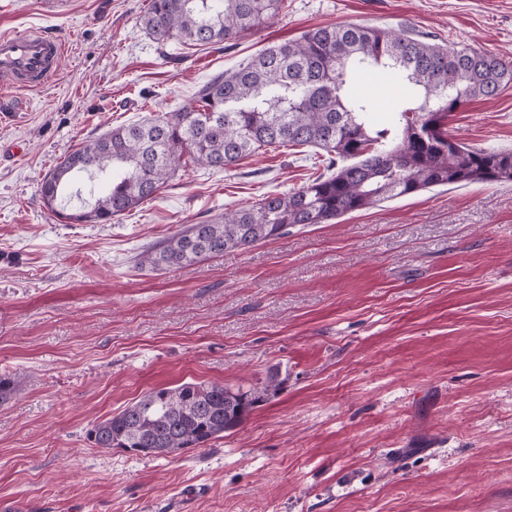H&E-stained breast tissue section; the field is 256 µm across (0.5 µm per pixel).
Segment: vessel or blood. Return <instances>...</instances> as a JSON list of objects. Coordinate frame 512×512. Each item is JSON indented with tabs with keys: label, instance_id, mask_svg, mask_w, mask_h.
I'll return each mask as SVG.
<instances>
[{
	"label": "vessel or blood",
	"instance_id": "vessel-or-blood-1",
	"mask_svg": "<svg viewBox=\"0 0 512 512\" xmlns=\"http://www.w3.org/2000/svg\"><path fill=\"white\" fill-rule=\"evenodd\" d=\"M64 41L31 31L0 35V85L36 90L51 83L59 73Z\"/></svg>",
	"mask_w": 512,
	"mask_h": 512
}]
</instances>
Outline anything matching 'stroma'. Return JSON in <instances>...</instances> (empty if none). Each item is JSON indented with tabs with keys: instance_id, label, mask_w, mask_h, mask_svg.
I'll use <instances>...</instances> for the list:
<instances>
[{
	"instance_id": "35a3bbf8",
	"label": "stroma",
	"mask_w": 512,
	"mask_h": 512,
	"mask_svg": "<svg viewBox=\"0 0 512 512\" xmlns=\"http://www.w3.org/2000/svg\"><path fill=\"white\" fill-rule=\"evenodd\" d=\"M149 0H0V33L64 37L58 77L0 122V505L8 512H512V183L397 198L192 265L135 257L324 172L279 148L180 169L109 224H66L45 174L120 124L308 30L409 28L512 63V0H285L237 44L161 46ZM512 150V83L448 118ZM279 392L206 448L105 451L97 422L185 382Z\"/></svg>"
}]
</instances>
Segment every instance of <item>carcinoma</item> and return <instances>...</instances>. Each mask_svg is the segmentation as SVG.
<instances>
[{"label": "carcinoma", "mask_w": 512, "mask_h": 512, "mask_svg": "<svg viewBox=\"0 0 512 512\" xmlns=\"http://www.w3.org/2000/svg\"><path fill=\"white\" fill-rule=\"evenodd\" d=\"M283 2L149 0L142 24L160 46L218 45L266 26ZM366 70L405 88L385 121L350 84L351 75ZM511 82V65L469 45L356 24L314 28L216 75L190 107L85 141L44 176L40 195L66 223L110 224L156 195L185 159L228 169L273 147L327 155V173L186 225L136 256L140 266L191 265L420 191L512 182V151L471 147L447 127L464 102L494 97ZM108 173L110 187L98 196L94 181ZM77 175L89 181L87 198L68 212L58 209ZM277 389L272 378L246 391L194 382L155 388L96 423L87 439L99 449L151 456L204 448Z\"/></svg>", "instance_id": "carcinoma-1"}]
</instances>
